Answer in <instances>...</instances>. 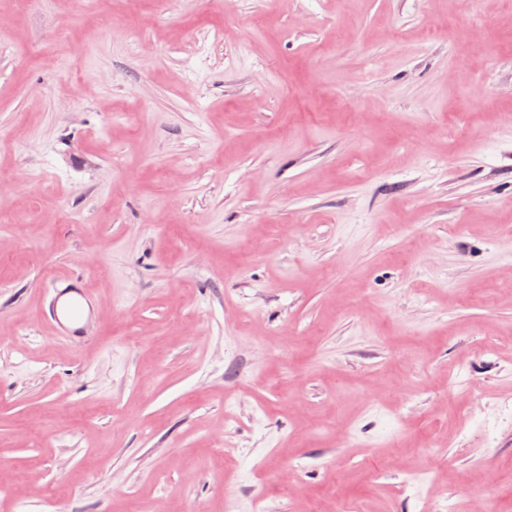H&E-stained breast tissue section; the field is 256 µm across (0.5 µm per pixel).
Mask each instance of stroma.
Masks as SVG:
<instances>
[{
	"label": "stroma",
	"mask_w": 512,
	"mask_h": 512,
	"mask_svg": "<svg viewBox=\"0 0 512 512\" xmlns=\"http://www.w3.org/2000/svg\"><path fill=\"white\" fill-rule=\"evenodd\" d=\"M160 499L512 512V0H0V512ZM46 316L55 336L76 343L92 336L97 299L83 276H63L51 282Z\"/></svg>",
	"instance_id": "35a3bbf8"
}]
</instances>
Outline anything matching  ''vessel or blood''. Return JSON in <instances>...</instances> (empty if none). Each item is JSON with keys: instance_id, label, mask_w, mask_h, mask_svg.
<instances>
[{"instance_id": "obj_1", "label": "vessel or blood", "mask_w": 512, "mask_h": 512, "mask_svg": "<svg viewBox=\"0 0 512 512\" xmlns=\"http://www.w3.org/2000/svg\"><path fill=\"white\" fill-rule=\"evenodd\" d=\"M97 300L82 276H63L51 284L46 316L54 335L76 343L92 334Z\"/></svg>"}]
</instances>
